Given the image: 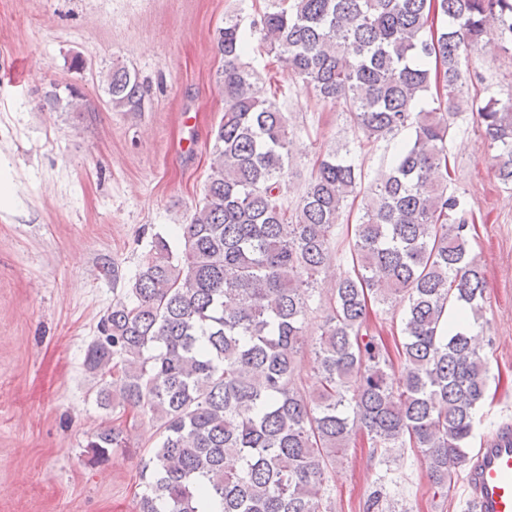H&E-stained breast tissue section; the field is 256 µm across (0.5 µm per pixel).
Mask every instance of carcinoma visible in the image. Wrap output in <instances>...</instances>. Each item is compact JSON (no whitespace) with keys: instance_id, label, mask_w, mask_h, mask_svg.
<instances>
[{"instance_id":"cac0c4a2","label":"carcinoma","mask_w":512,"mask_h":512,"mask_svg":"<svg viewBox=\"0 0 512 512\" xmlns=\"http://www.w3.org/2000/svg\"><path fill=\"white\" fill-rule=\"evenodd\" d=\"M261 25L267 52L345 105L367 141L408 139L369 182L328 153L288 211V118L241 63L239 21H224V116L202 198L177 243L153 235L129 300L100 319L84 357L101 408L156 427L137 512H332L328 474L359 432L374 457L421 454L446 496L489 373L473 331L484 291L470 254L475 220L448 190V136L472 56L512 45V0H281ZM106 81L113 108L142 111L137 74L114 68ZM471 110L512 184V106L491 97ZM359 196L348 269L318 300L338 221ZM316 302L323 320L307 348ZM374 306L402 308L393 351L372 328ZM126 447L120 423L86 444L95 464Z\"/></svg>"}]
</instances>
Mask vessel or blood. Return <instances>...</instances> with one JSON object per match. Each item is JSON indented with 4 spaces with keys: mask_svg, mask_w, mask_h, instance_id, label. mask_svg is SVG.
<instances>
[{
    "mask_svg": "<svg viewBox=\"0 0 512 512\" xmlns=\"http://www.w3.org/2000/svg\"><path fill=\"white\" fill-rule=\"evenodd\" d=\"M467 512H512V425L498 427L467 463Z\"/></svg>",
    "mask_w": 512,
    "mask_h": 512,
    "instance_id": "obj_1",
    "label": "vessel or blood"
}]
</instances>
